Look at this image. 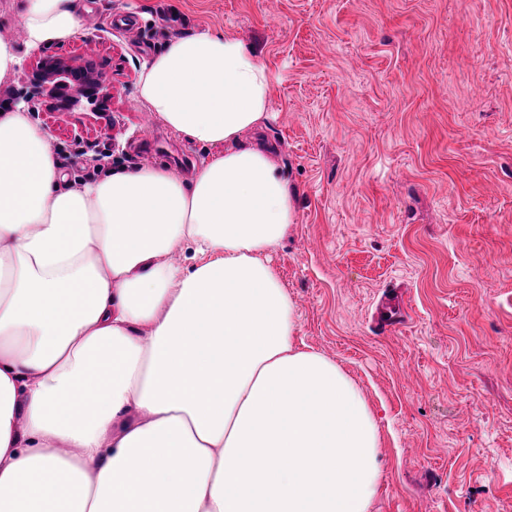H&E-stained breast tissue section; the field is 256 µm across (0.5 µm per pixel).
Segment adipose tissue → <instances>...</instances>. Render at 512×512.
Here are the masks:
<instances>
[{"mask_svg":"<svg viewBox=\"0 0 512 512\" xmlns=\"http://www.w3.org/2000/svg\"><path fill=\"white\" fill-rule=\"evenodd\" d=\"M18 20L32 47L84 25L77 0H23ZM271 91L208 30L143 64V104L204 151L188 177L69 181L26 109L0 113V512H369L376 419L297 343L269 261L296 191L240 141Z\"/></svg>","mask_w":512,"mask_h":512,"instance_id":"obj_1","label":"adipose tissue"}]
</instances>
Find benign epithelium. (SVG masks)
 I'll use <instances>...</instances> for the list:
<instances>
[{
    "label": "benign epithelium",
    "instance_id": "7a95c632",
    "mask_svg": "<svg viewBox=\"0 0 512 512\" xmlns=\"http://www.w3.org/2000/svg\"><path fill=\"white\" fill-rule=\"evenodd\" d=\"M80 57L43 55L36 64H23L24 86L12 104L45 99L54 112H104L112 99L110 85L99 76L83 74Z\"/></svg>",
    "mask_w": 512,
    "mask_h": 512
}]
</instances>
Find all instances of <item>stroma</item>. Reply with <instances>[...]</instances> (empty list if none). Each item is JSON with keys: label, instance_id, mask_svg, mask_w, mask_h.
I'll return each mask as SVG.
<instances>
[{"label": "stroma", "instance_id": "obj_1", "mask_svg": "<svg viewBox=\"0 0 512 512\" xmlns=\"http://www.w3.org/2000/svg\"><path fill=\"white\" fill-rule=\"evenodd\" d=\"M83 2V30L39 49L0 0L21 59L91 57L112 85L101 115L30 112L70 176L188 171L203 153L140 101V67L188 31L253 47L273 75L261 136L299 190L270 263L299 339L375 413L370 512H512V0ZM140 129L163 154L135 148Z\"/></svg>", "mask_w": 512, "mask_h": 512}]
</instances>
